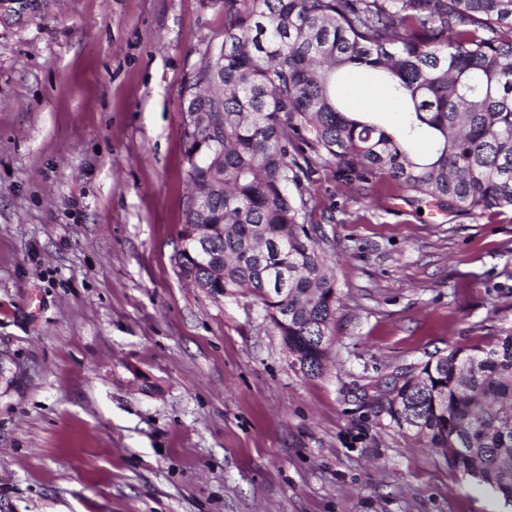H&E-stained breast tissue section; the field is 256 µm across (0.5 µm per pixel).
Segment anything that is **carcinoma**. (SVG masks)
Wrapping results in <instances>:
<instances>
[{
	"label": "carcinoma",
	"instance_id": "cac0c4a2",
	"mask_svg": "<svg viewBox=\"0 0 512 512\" xmlns=\"http://www.w3.org/2000/svg\"><path fill=\"white\" fill-rule=\"evenodd\" d=\"M224 13L184 111L190 192L177 274L211 294L246 290L288 345L322 374L336 280L307 221L302 179L316 158L349 187L388 178L414 203L457 212L512 208V0H200ZM376 72L403 92L388 131L344 109L341 75ZM426 139L418 156L411 141ZM210 249L198 255L196 226ZM385 411L454 471L512 504V329L406 369Z\"/></svg>",
	"mask_w": 512,
	"mask_h": 512
}]
</instances>
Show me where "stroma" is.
<instances>
[{
	"mask_svg": "<svg viewBox=\"0 0 512 512\" xmlns=\"http://www.w3.org/2000/svg\"><path fill=\"white\" fill-rule=\"evenodd\" d=\"M199 0H55L0 27V512H512L390 420L391 375L512 328V210L303 181L336 257L323 373L250 294L174 268Z\"/></svg>",
	"mask_w": 512,
	"mask_h": 512,
	"instance_id": "1",
	"label": "stroma"
}]
</instances>
